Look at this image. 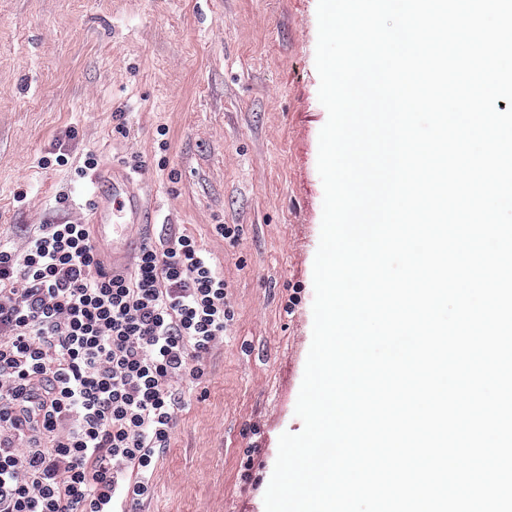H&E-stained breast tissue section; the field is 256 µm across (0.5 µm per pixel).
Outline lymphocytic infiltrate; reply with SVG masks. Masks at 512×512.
Instances as JSON below:
<instances>
[{
    "instance_id": "lymphocytic-infiltrate-1",
    "label": "lymphocytic infiltrate",
    "mask_w": 512,
    "mask_h": 512,
    "mask_svg": "<svg viewBox=\"0 0 512 512\" xmlns=\"http://www.w3.org/2000/svg\"><path fill=\"white\" fill-rule=\"evenodd\" d=\"M224 272L190 234L109 272L88 225L0 243V512H143L183 380L231 320Z\"/></svg>"
}]
</instances>
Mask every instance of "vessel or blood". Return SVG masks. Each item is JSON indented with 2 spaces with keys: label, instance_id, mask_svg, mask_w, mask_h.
Masks as SVG:
<instances>
[{
  "label": "vessel or blood",
  "instance_id": "vessel-or-blood-1",
  "mask_svg": "<svg viewBox=\"0 0 512 512\" xmlns=\"http://www.w3.org/2000/svg\"><path fill=\"white\" fill-rule=\"evenodd\" d=\"M94 203L86 219L94 244L108 265L127 268L149 214L135 176L120 166L102 168L91 180Z\"/></svg>",
  "mask_w": 512,
  "mask_h": 512
}]
</instances>
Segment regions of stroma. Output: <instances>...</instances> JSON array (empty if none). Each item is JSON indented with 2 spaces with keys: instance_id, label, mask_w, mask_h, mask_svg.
Instances as JSON below:
<instances>
[{
  "instance_id": "stroma-1",
  "label": "stroma",
  "mask_w": 512,
  "mask_h": 512,
  "mask_svg": "<svg viewBox=\"0 0 512 512\" xmlns=\"http://www.w3.org/2000/svg\"><path fill=\"white\" fill-rule=\"evenodd\" d=\"M317 0H0V240L83 218L88 158L141 162L160 241L194 234L232 319L145 512H264L312 339L327 112ZM67 162H56L57 154ZM238 226L235 237L213 233Z\"/></svg>"
}]
</instances>
